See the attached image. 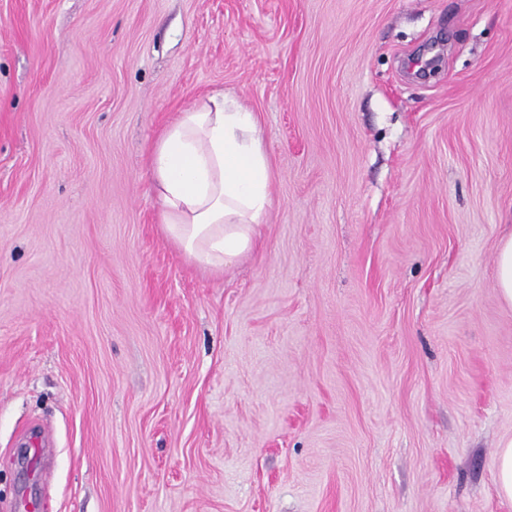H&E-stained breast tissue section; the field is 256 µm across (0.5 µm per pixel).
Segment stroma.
Returning <instances> with one entry per match:
<instances>
[{
  "label": "stroma",
  "mask_w": 512,
  "mask_h": 512,
  "mask_svg": "<svg viewBox=\"0 0 512 512\" xmlns=\"http://www.w3.org/2000/svg\"><path fill=\"white\" fill-rule=\"evenodd\" d=\"M217 92L275 178L221 275L144 179ZM511 234L512 0H0V512H512ZM497 270L499 295L512 306V236L503 239L499 246ZM498 490L501 496L512 499V438L502 442L498 450Z\"/></svg>",
  "instance_id": "1"
}]
</instances>
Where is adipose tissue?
Segmentation results:
<instances>
[{"mask_svg": "<svg viewBox=\"0 0 512 512\" xmlns=\"http://www.w3.org/2000/svg\"><path fill=\"white\" fill-rule=\"evenodd\" d=\"M167 239L219 273L255 247L274 177L256 113L217 93L179 113L147 164Z\"/></svg>", "mask_w": 512, "mask_h": 512, "instance_id": "obj_1", "label": "adipose tissue"}]
</instances>
